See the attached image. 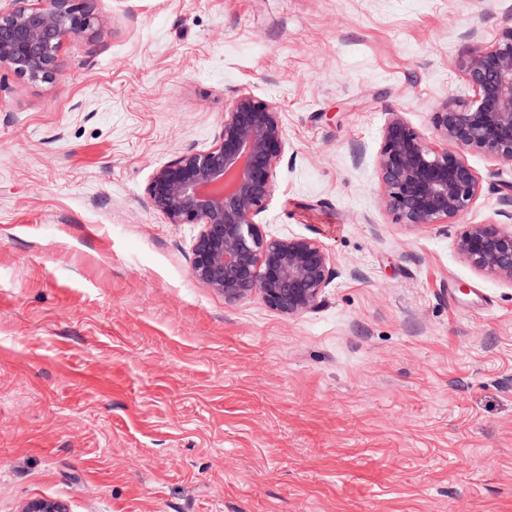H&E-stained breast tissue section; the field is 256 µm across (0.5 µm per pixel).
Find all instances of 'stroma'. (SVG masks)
I'll return each mask as SVG.
<instances>
[{"label": "stroma", "instance_id": "1", "mask_svg": "<svg viewBox=\"0 0 512 512\" xmlns=\"http://www.w3.org/2000/svg\"><path fill=\"white\" fill-rule=\"evenodd\" d=\"M55 81L0 72V512H512V284L466 263L512 164L450 224L380 202L388 113L428 142L512 0H87ZM283 110L269 235L332 278L284 317L190 272L153 171L234 91Z\"/></svg>", "mask_w": 512, "mask_h": 512}]
</instances>
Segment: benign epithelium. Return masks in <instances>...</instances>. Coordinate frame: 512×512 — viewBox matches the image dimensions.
I'll return each mask as SVG.
<instances>
[{
    "label": "benign epithelium",
    "instance_id": "benign-epithelium-1",
    "mask_svg": "<svg viewBox=\"0 0 512 512\" xmlns=\"http://www.w3.org/2000/svg\"><path fill=\"white\" fill-rule=\"evenodd\" d=\"M0 8V71L48 82L64 38L93 28L85 0H9ZM459 67L473 97H447L433 113L441 141L429 144L399 112L389 113L377 155L381 203L392 223L420 229L469 213L481 184L461 151L512 162V27L477 47ZM286 134L280 106L250 93L233 96L214 145L153 172L152 207L169 224H197L192 276L235 304L257 297L285 317L309 311L331 279L330 257L315 238L268 235L256 221L277 189ZM472 268L512 283V225L470 224L456 243ZM23 512H67L35 500Z\"/></svg>",
    "mask_w": 512,
    "mask_h": 512
}]
</instances>
